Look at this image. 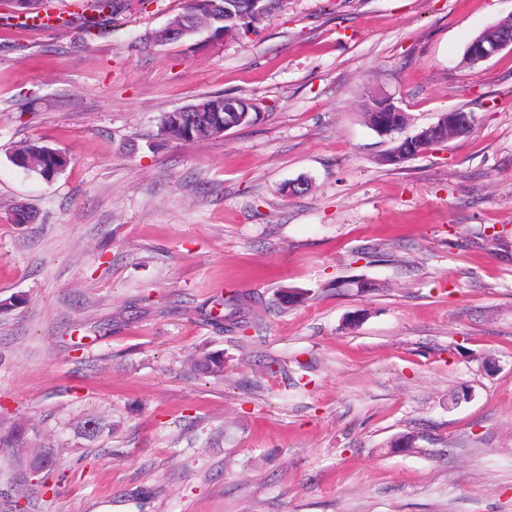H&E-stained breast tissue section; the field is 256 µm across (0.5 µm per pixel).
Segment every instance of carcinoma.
<instances>
[{"mask_svg":"<svg viewBox=\"0 0 512 512\" xmlns=\"http://www.w3.org/2000/svg\"><path fill=\"white\" fill-rule=\"evenodd\" d=\"M47 0H20L16 11L10 17L23 21L35 19L39 13L49 11ZM145 3V0H88L90 15L85 17L83 31L91 37L95 35L99 21L104 16L115 17L124 11H130ZM224 96H208L192 105L180 109L181 115L170 112L162 116L161 132L164 136L178 141H197L216 138L222 135L224 125H248L257 120L252 111L240 120L232 112L224 111ZM11 162L24 170L35 172L49 179L65 169L69 163L66 154L30 140L19 145L11 155ZM190 368L200 375L221 378L224 376V355L208 352L188 359ZM82 438L94 442L104 432H112V426L102 422L99 417H89L76 426ZM7 459L19 471L36 475L51 464L57 462L55 445L51 436L37 425L23 419L0 418V457Z\"/></svg>","mask_w":512,"mask_h":512,"instance_id":"carcinoma-1","label":"carcinoma"}]
</instances>
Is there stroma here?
Returning <instances> with one entry per match:
<instances>
[{"label": "stroma", "instance_id": "obj_1", "mask_svg": "<svg viewBox=\"0 0 512 512\" xmlns=\"http://www.w3.org/2000/svg\"><path fill=\"white\" fill-rule=\"evenodd\" d=\"M183 11L90 38L0 0V414L60 458L0 475V512H512V51L462 62L512 0H269L157 43ZM369 92L407 133L473 129L384 164ZM209 95L262 118L162 135ZM29 139L67 168L14 166ZM215 350L223 378L187 367ZM88 416L114 434L78 438ZM235 1L236 0H225L224 13H222L220 9H216V12L214 14L212 13L210 22L211 27L214 29L215 35H217L223 29L224 31L221 32V36H226L229 33L238 30L240 27H242V25H246L247 23L253 22V20L260 18V16L264 14L267 8L264 4L266 0H247V8L240 10L239 8H236L237 3ZM226 2H230L231 5L235 7V9L227 6ZM224 15H231L228 18H225L224 21L234 22L229 28H226L223 25Z\"/></svg>", "mask_w": 512, "mask_h": 512}]
</instances>
